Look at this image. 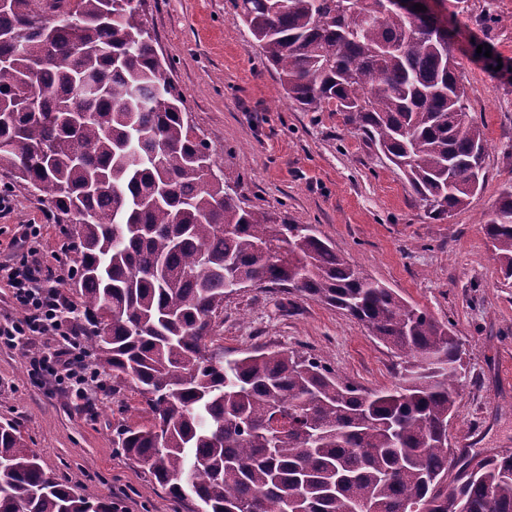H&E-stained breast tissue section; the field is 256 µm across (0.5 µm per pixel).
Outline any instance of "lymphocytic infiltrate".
<instances>
[{
	"label": "lymphocytic infiltrate",
	"mask_w": 512,
	"mask_h": 512,
	"mask_svg": "<svg viewBox=\"0 0 512 512\" xmlns=\"http://www.w3.org/2000/svg\"><path fill=\"white\" fill-rule=\"evenodd\" d=\"M41 228L29 225L20 258L0 262V278L12 289L20 317L0 323V345L13 347L31 336H47L54 345L49 352L31 357L32 371L41 374L76 399L91 402L105 383L94 374L71 325L62 315L69 307L57 286L43 276L40 257Z\"/></svg>",
	"instance_id": "lymphocytic-infiltrate-1"
}]
</instances>
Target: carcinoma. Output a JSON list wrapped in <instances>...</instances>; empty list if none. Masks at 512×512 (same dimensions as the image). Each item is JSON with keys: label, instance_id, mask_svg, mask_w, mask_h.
I'll return each instance as SVG.
<instances>
[{"label": "carcinoma", "instance_id": "obj_1", "mask_svg": "<svg viewBox=\"0 0 512 512\" xmlns=\"http://www.w3.org/2000/svg\"><path fill=\"white\" fill-rule=\"evenodd\" d=\"M234 6L286 98L303 112L344 113L430 216L483 188L484 133L427 18L388 0ZM5 33L0 170L41 196L68 240L94 369L142 398V422L117 428L114 447L200 512H512V451L472 456L448 481V419L465 377L448 325L214 173L138 6L10 0ZM483 224L508 280L512 185ZM237 280L345 312L404 359V372L369 392L292 351L227 357L216 328ZM0 512L112 506L45 471L7 422Z\"/></svg>", "mask_w": 512, "mask_h": 512}]
</instances>
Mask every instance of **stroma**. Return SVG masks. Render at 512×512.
Here are the masks:
<instances>
[{
	"instance_id": "35a3bbf8",
	"label": "stroma",
	"mask_w": 512,
	"mask_h": 512,
	"mask_svg": "<svg viewBox=\"0 0 512 512\" xmlns=\"http://www.w3.org/2000/svg\"><path fill=\"white\" fill-rule=\"evenodd\" d=\"M470 115L488 141L486 182L451 217H430L388 160L338 112H303L288 101L233 0H143L158 55L219 173L250 205L313 225L353 264L403 299L448 324L463 352L464 385L448 422L454 456L512 450V279L493 258L483 219L512 183V78L475 55L490 45L512 62V0H447ZM0 260L28 225L44 227L46 251L64 237L37 194L0 171ZM219 334L226 354L288 350L312 356L344 381L392 387L393 351L355 319L319 301L259 286L228 296ZM46 338L0 346V421L13 422L42 465L79 495L106 498L118 512H196L113 447L116 427L138 420L139 395L127 385L85 406L27 373Z\"/></svg>"
}]
</instances>
